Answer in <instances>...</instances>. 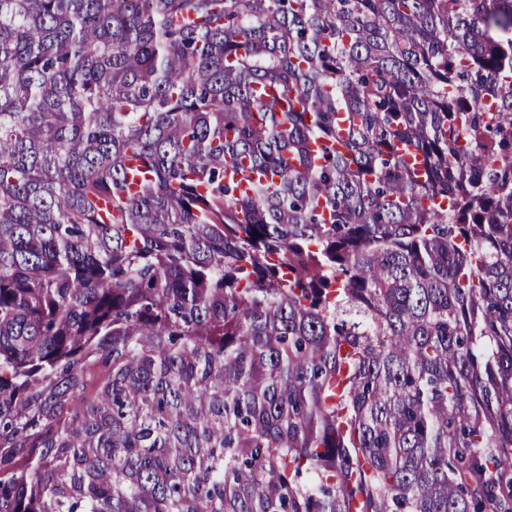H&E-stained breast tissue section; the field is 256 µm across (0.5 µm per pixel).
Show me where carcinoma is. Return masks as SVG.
Wrapping results in <instances>:
<instances>
[{"label":"carcinoma","instance_id":"cac0c4a2","mask_svg":"<svg viewBox=\"0 0 512 512\" xmlns=\"http://www.w3.org/2000/svg\"><path fill=\"white\" fill-rule=\"evenodd\" d=\"M0 512H512V0H0Z\"/></svg>","mask_w":512,"mask_h":512}]
</instances>
